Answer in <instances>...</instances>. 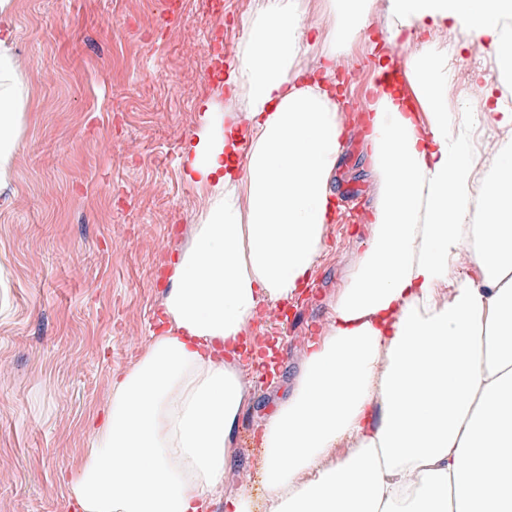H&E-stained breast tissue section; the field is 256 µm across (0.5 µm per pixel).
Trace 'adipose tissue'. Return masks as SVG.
<instances>
[{
    "label": "adipose tissue",
    "mask_w": 512,
    "mask_h": 512,
    "mask_svg": "<svg viewBox=\"0 0 512 512\" xmlns=\"http://www.w3.org/2000/svg\"><path fill=\"white\" fill-rule=\"evenodd\" d=\"M376 0H327L325 76ZM370 118L378 177L367 247L328 333L265 426V512H512V150L478 177L464 116L448 104V57L386 75L404 34L454 21L474 46L501 34L512 0H388ZM0 0V188L8 186L26 88ZM295 0H268L226 82L243 102L206 105L184 145L207 196L164 300L168 329L112 386L69 485L75 512H204L224 485L245 398L224 361L262 303L307 281L332 221L342 105L323 79L301 83ZM480 197L490 224L471 207ZM348 452L328 456L339 443Z\"/></svg>",
    "instance_id": "1"
}]
</instances>
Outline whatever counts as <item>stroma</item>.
<instances>
[{
  "mask_svg": "<svg viewBox=\"0 0 512 512\" xmlns=\"http://www.w3.org/2000/svg\"><path fill=\"white\" fill-rule=\"evenodd\" d=\"M265 0H13V48L28 83L14 176L0 190V512H72L68 484L103 416L116 377L145 354L169 287L170 263L190 247L206 197L184 174L182 148L205 103H236L209 49L230 24L242 46ZM319 70L329 29L324 0H298ZM387 0L343 54L350 100L371 90L370 44L383 39ZM447 51L448 102L466 103L470 131L498 138L503 74L492 43L464 47L453 26L416 32L409 52ZM483 82L472 83L474 72ZM331 176L336 216L311 281L288 304L290 328L268 321L276 376L246 392L224 489L207 512L249 490L263 502L262 431L292 392L304 351L324 336L336 300L367 246L349 222L347 188L374 197L365 113L344 115ZM251 474L240 483L239 471Z\"/></svg>",
  "mask_w": 512,
  "mask_h": 512,
  "instance_id": "obj_1",
  "label": "stroma"
}]
</instances>
